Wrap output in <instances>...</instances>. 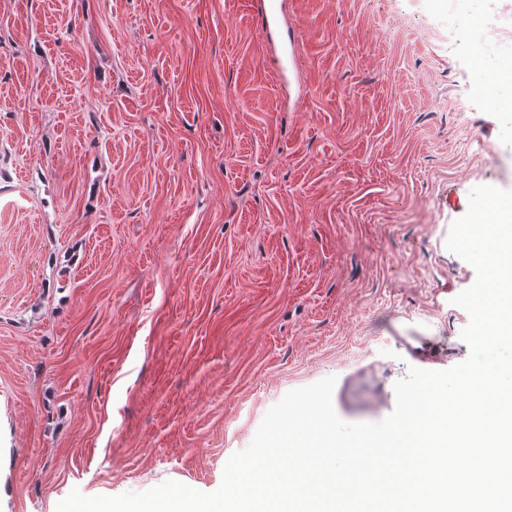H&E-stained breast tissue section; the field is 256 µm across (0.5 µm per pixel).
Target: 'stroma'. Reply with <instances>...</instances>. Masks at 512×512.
<instances>
[{"instance_id": "obj_1", "label": "stroma", "mask_w": 512, "mask_h": 512, "mask_svg": "<svg viewBox=\"0 0 512 512\" xmlns=\"http://www.w3.org/2000/svg\"><path fill=\"white\" fill-rule=\"evenodd\" d=\"M0 0V512L217 490L290 390L378 422L469 356L446 239L512 189L469 0ZM464 22L472 52L448 32ZM253 18L265 33L274 40L280 27L281 4L277 0H259L253 2Z\"/></svg>"}]
</instances>
